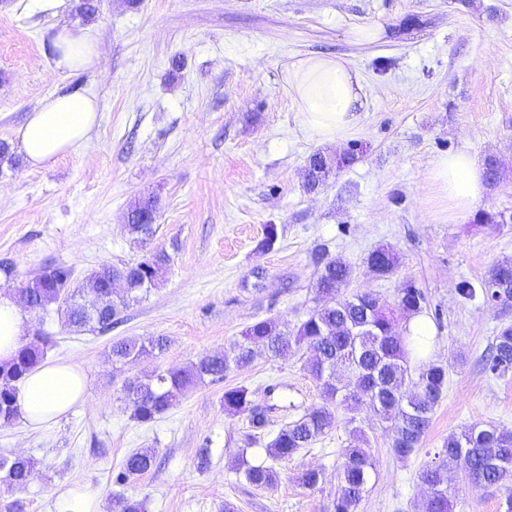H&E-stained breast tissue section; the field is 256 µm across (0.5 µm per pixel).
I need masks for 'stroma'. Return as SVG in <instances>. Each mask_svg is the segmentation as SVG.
Here are the masks:
<instances>
[{"instance_id":"obj_1","label":"stroma","mask_w":512,"mask_h":512,"mask_svg":"<svg viewBox=\"0 0 512 512\" xmlns=\"http://www.w3.org/2000/svg\"><path fill=\"white\" fill-rule=\"evenodd\" d=\"M75 0H0V140L18 147L28 112L49 95L97 99L88 139L50 168L0 166V261L19 280L63 263L76 283L104 265L122 266L156 251L169 262L107 333L73 332L56 309L29 313L32 333L52 336L50 360L87 374V396L58 424L32 431L0 427V453L37 462L34 479L12 490L27 512H57L59 494L77 483L104 502L124 495L145 512H334L337 472L352 427L369 439L376 474L359 512H418V473L429 452L474 423L512 430V374L496 378L479 363L512 308L462 299L460 281H480L512 258V0H101L92 19L96 69L53 68L52 36L75 20ZM376 27L379 39L356 37ZM339 55L361 73L367 106L358 129L336 147L304 133L285 81L300 58ZM355 150L315 193L303 187L308 157ZM467 151L503 164L497 186L477 208L510 216L491 228L458 214L429 178L433 161ZM159 201L155 232L127 229L130 206ZM275 225L271 248L261 245ZM400 263L380 278L366 263L377 246ZM352 267L343 295L369 290L394 300L414 283L427 297L431 358L447 365L448 390L422 445L395 458L368 406L291 459L277 462L274 487L247 483L233 461L248 434L250 462L286 423L319 402L302 353L263 356L204 383L150 423L123 400L128 380L184 367L230 347L248 326L269 318L296 326L317 306L315 253ZM163 336L168 350L113 364V342ZM253 393L267 425L224 411L225 384ZM138 448L155 466L124 486L113 481ZM323 470L315 491L298 482Z\"/></svg>"}]
</instances>
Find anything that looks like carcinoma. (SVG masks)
Segmentation results:
<instances>
[{
	"label": "carcinoma",
	"mask_w": 512,
	"mask_h": 512,
	"mask_svg": "<svg viewBox=\"0 0 512 512\" xmlns=\"http://www.w3.org/2000/svg\"><path fill=\"white\" fill-rule=\"evenodd\" d=\"M354 151L332 157L321 152L308 159L304 187L314 192L322 187L333 171L351 164ZM489 184L496 185L503 163L495 156L484 159ZM157 201L140 199L130 207L129 232L149 237L154 233ZM168 258L162 251L147 259L122 267L107 266L86 277L93 287H73V269L56 265L41 279L17 289L16 296L30 311L45 310L52 304L67 325L77 329L112 330L120 314L142 292L162 278ZM317 278L314 284L320 304L301 323L288 328L268 319L248 326L230 349L206 354L185 367L156 371L130 381L125 387L132 417L148 423L176 406L197 385L224 380L233 370L252 364L259 353L270 358L290 352L306 354L305 368L318 382L321 401L311 405L296 420L284 425L268 443L267 459L252 463L247 450L238 455L237 466L245 480L257 488L277 484L279 473L274 461L287 460L299 450L310 447L336 427L338 410L350 413L358 409L361 398L386 423L389 446L402 461L420 447L433 414L448 386V369L435 361L420 362L418 374L412 375L411 355L418 337L411 335L405 322L426 308V296L408 283L398 290L396 299L387 301L371 292H357L339 297L352 276V268L340 257H316ZM371 271L386 277L393 273L397 257L387 247H378L368 257ZM119 278L125 283V298L104 305V296L111 292L110 281ZM459 295L468 301L482 297L484 302L497 300L502 307L512 305V259L503 258L490 268L487 277L475 286L464 281ZM51 343L48 336H30L14 359L0 366V426L13 424L17 415L19 382L44 359ZM167 338L149 336L132 338L112 344V361L131 364L144 355L163 353ZM482 369L497 377L512 373V324L496 329L493 341L481 356ZM224 412L245 414L251 428L266 426L265 415L255 408L252 392L243 386L224 388ZM153 448H140L124 460L115 484L124 485L149 472L156 463ZM460 471L465 480L479 490H501L502 512H512V431L493 424H472L448 436L443 447L420 469L418 480L427 488L420 512H453L448 472ZM36 463L22 456H0V496L15 487L27 485L35 476ZM374 474V461L365 433L351 430V441L337 474L340 489L335 512H358L367 486ZM324 481L319 469H306L299 483L315 490Z\"/></svg>",
	"instance_id": "cac0c4a2"
}]
</instances>
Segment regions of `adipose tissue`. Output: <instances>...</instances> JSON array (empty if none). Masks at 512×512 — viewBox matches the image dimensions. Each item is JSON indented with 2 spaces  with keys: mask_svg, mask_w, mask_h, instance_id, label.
Here are the masks:
<instances>
[{
  "mask_svg": "<svg viewBox=\"0 0 512 512\" xmlns=\"http://www.w3.org/2000/svg\"><path fill=\"white\" fill-rule=\"evenodd\" d=\"M58 70L88 69L99 63L90 28L69 24L52 37ZM288 87L295 97L301 127L312 140L335 145L361 122L366 92L360 72L344 58L312 55L289 65ZM99 104L80 94L49 96L26 117L19 145L34 168H47L76 150L98 120ZM432 182L447 197L451 210L469 212L482 196L485 169L467 152L439 157L430 170ZM29 335L28 316L13 293L0 290V364L11 361ZM87 376L74 363L45 360L22 380L18 419L32 430L56 423L83 402Z\"/></svg>",
  "mask_w": 512,
  "mask_h": 512,
  "instance_id": "1",
  "label": "adipose tissue"
}]
</instances>
